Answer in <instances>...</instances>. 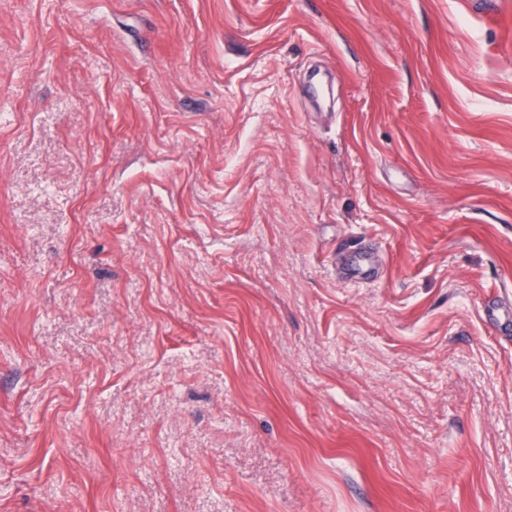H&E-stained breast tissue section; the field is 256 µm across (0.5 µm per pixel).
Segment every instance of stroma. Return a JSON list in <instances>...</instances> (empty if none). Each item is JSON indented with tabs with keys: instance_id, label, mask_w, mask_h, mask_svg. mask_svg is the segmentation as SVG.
Segmentation results:
<instances>
[{
	"instance_id": "obj_1",
	"label": "stroma",
	"mask_w": 512,
	"mask_h": 512,
	"mask_svg": "<svg viewBox=\"0 0 512 512\" xmlns=\"http://www.w3.org/2000/svg\"><path fill=\"white\" fill-rule=\"evenodd\" d=\"M511 44L512 0H0V512H512ZM344 253L346 255L344 266L346 277L363 282L373 281L374 274L370 264V252L348 246L344 248ZM486 321L498 331L512 330V304L500 305L495 302L488 303L484 308Z\"/></svg>"
}]
</instances>
